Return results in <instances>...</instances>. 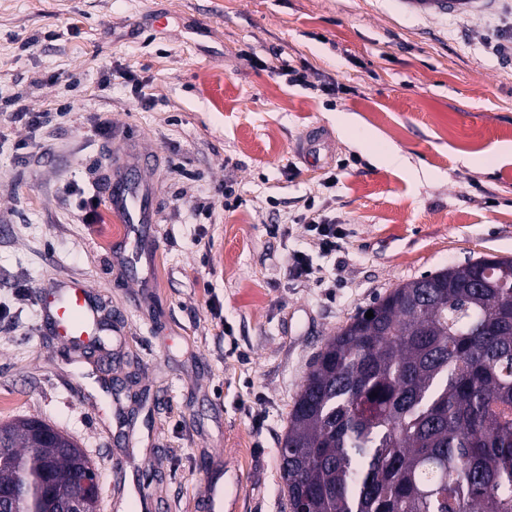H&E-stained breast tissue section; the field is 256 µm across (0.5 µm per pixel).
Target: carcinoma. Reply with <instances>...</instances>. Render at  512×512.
Segmentation results:
<instances>
[{
	"label": "carcinoma",
	"mask_w": 512,
	"mask_h": 512,
	"mask_svg": "<svg viewBox=\"0 0 512 512\" xmlns=\"http://www.w3.org/2000/svg\"><path fill=\"white\" fill-rule=\"evenodd\" d=\"M373 317L366 318L367 310ZM329 338L289 413V512H512V258L397 285ZM3 425L0 489L70 495L78 448Z\"/></svg>",
	"instance_id": "cac0c4a2"
}]
</instances>
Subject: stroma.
I'll list each match as a JSON object with an SVG mask.
<instances>
[{"label": "stroma", "mask_w": 512, "mask_h": 512, "mask_svg": "<svg viewBox=\"0 0 512 512\" xmlns=\"http://www.w3.org/2000/svg\"><path fill=\"white\" fill-rule=\"evenodd\" d=\"M498 40L512 41V0H0V96L55 115L32 129L0 114V423L72 437L99 512H131L141 485L154 512H199L207 471L230 512H288L280 448L327 339L398 284L512 257V57ZM115 70L148 83L147 108ZM314 127L331 144L318 163L296 150ZM144 156L145 288L116 259L104 200L114 165ZM311 206L345 229L323 283L287 272L292 251L319 253ZM69 280L101 295L96 349L41 325V293Z\"/></svg>", "instance_id": "obj_1"}]
</instances>
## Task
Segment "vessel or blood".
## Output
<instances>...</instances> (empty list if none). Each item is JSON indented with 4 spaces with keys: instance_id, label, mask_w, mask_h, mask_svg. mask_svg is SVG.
I'll return each instance as SVG.
<instances>
[{
    "instance_id": "1",
    "label": "vessel or blood",
    "mask_w": 512,
    "mask_h": 512,
    "mask_svg": "<svg viewBox=\"0 0 512 512\" xmlns=\"http://www.w3.org/2000/svg\"><path fill=\"white\" fill-rule=\"evenodd\" d=\"M106 202L125 226L123 244L129 245L132 251H139L143 225L156 221L143 181L127 169L114 171ZM99 304L100 299L90 286L64 283L55 294L46 296L40 309L43 322L52 324L56 333L69 341L83 331L97 330Z\"/></svg>"
}]
</instances>
